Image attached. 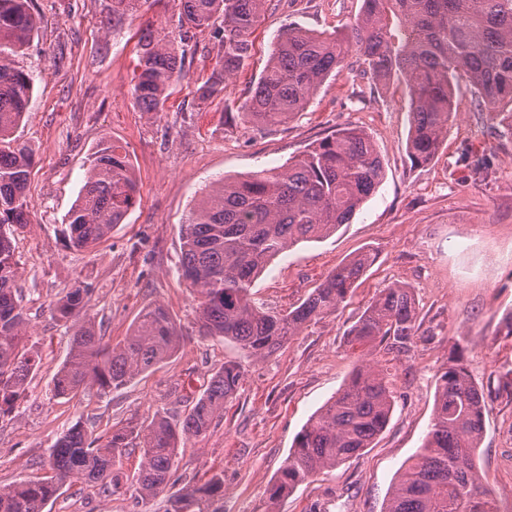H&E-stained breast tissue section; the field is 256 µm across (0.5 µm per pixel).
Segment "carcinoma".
<instances>
[{
	"instance_id": "carcinoma-1",
	"label": "carcinoma",
	"mask_w": 512,
	"mask_h": 512,
	"mask_svg": "<svg viewBox=\"0 0 512 512\" xmlns=\"http://www.w3.org/2000/svg\"><path fill=\"white\" fill-rule=\"evenodd\" d=\"M179 41L145 34L140 39L134 98L144 112L162 110L169 88L185 78L186 47L212 30L221 50L199 89L205 101L224 94L251 57V36L265 0H178ZM31 0H0V416L20 400L38 361L24 343L25 316L16 286L19 261L10 235L26 223L27 186L34 157L15 131L32 97L30 75L15 66L37 29ZM363 59L364 73L387 86L409 89L407 151L417 165L438 153L454 113V80L468 78L476 105L493 111L512 135V0H363L349 26L316 33L286 27L237 117L255 124L286 123L301 111L349 53ZM383 162L370 136L344 127L310 145L278 168L215 182L180 225L182 276L198 298L197 333L232 342L246 357L261 359L291 337L337 310L375 262L357 253L333 269L294 309L267 311L252 299L259 274L301 242L319 241L349 222L382 179ZM137 183L123 148L109 143L90 159L81 194L61 225L68 248L86 249L122 223L136 202ZM92 284L81 281L57 299L58 318L72 321L68 358L52 379L58 398L97 388L107 394L172 358L184 341L179 323L162 304L143 308L128 336L112 344L89 314ZM411 288L394 282L381 289L350 329L359 365L345 385L310 417L268 489L269 500L288 494L316 473L334 469L372 447L392 412L386 374L373 356L404 353L418 330ZM240 366L226 363L182 418L157 415L148 425L130 423L101 443L77 422L51 446L52 475L0 487V512H43L73 482L115 493L116 456L142 449L137 493L164 492L189 437L209 431L233 397ZM486 396L461 357L440 373L430 431L392 485L385 512H501L473 465L480 448ZM224 478L213 474L167 497L165 512H219Z\"/></svg>"
}]
</instances>
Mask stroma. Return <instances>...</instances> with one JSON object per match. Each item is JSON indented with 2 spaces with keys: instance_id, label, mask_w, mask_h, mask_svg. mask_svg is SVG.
I'll use <instances>...</instances> for the list:
<instances>
[{
  "instance_id": "1",
  "label": "stroma",
  "mask_w": 512,
  "mask_h": 512,
  "mask_svg": "<svg viewBox=\"0 0 512 512\" xmlns=\"http://www.w3.org/2000/svg\"><path fill=\"white\" fill-rule=\"evenodd\" d=\"M361 7L362 0H266L252 56L224 96L203 102L196 94L219 51L205 31L164 109L145 112L132 96L139 40L148 28L177 38L176 0H140L118 23L112 0H32L41 23L15 59L33 82L18 130L34 152L32 208L13 246L25 334L39 366L24 400L0 418V485L44 476L49 448L74 423L103 439L130 421L149 424L159 413L183 417L211 376L235 362L242 368L237 391L220 421L181 446L177 486L223 473L224 512H384L398 472L429 429L437 378L452 353L462 352L472 378L484 385L512 368V338L501 333L502 319L512 313V138L498 133L490 112L476 110L465 76L456 78L457 115L425 166L413 165L407 152L406 85L375 88L354 53L287 123L260 126L236 117L283 28L330 32L353 22ZM347 126L364 129L379 150L380 184L350 223L280 255L252 288L257 305L284 314L337 265L373 249L375 263L335 312L258 361L234 344L191 335L169 362L120 390L54 397L52 378L74 332L51 311L63 291L90 282V313L115 342L154 303L190 331L197 301L181 276L179 228L191 209L215 181L285 165ZM106 142L124 147L137 200L108 238L74 251L58 229L84 184L88 158ZM467 152L488 158L483 175L464 166ZM396 281L414 292L419 330L407 353L380 357L394 400L385 431L362 455L270 501L268 488L295 436L357 364L349 330L375 294ZM141 459L138 448L118 458L121 493L107 496L94 484L74 483L44 512H164V496L143 500L135 492ZM475 466L483 485L498 493L502 512H512V400L487 397Z\"/></svg>"
}]
</instances>
